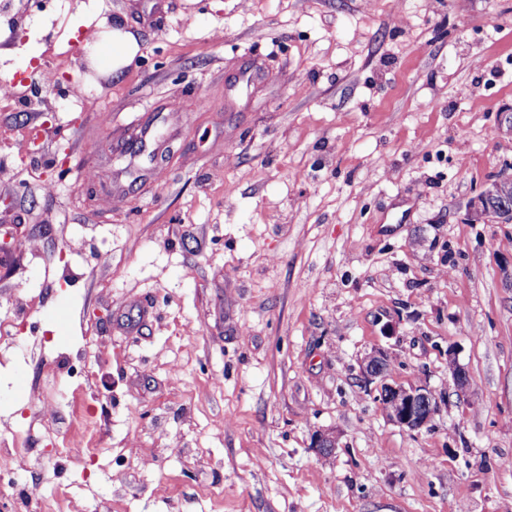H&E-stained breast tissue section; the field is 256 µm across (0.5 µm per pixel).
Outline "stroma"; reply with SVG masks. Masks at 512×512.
I'll list each match as a JSON object with an SVG mask.
<instances>
[{
  "instance_id": "stroma-1",
  "label": "stroma",
  "mask_w": 512,
  "mask_h": 512,
  "mask_svg": "<svg viewBox=\"0 0 512 512\" xmlns=\"http://www.w3.org/2000/svg\"><path fill=\"white\" fill-rule=\"evenodd\" d=\"M23 10L0 81L91 93L0 103L17 485L48 512H512V224L477 208L512 176V0ZM376 351L436 394L427 427L387 418Z\"/></svg>"
}]
</instances>
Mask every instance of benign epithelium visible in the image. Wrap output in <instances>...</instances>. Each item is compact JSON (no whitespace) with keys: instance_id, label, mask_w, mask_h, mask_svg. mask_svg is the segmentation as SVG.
<instances>
[{"instance_id":"7a95c632","label":"benign epithelium","mask_w":512,"mask_h":512,"mask_svg":"<svg viewBox=\"0 0 512 512\" xmlns=\"http://www.w3.org/2000/svg\"><path fill=\"white\" fill-rule=\"evenodd\" d=\"M479 208L481 214L501 221L512 218V193L501 195L493 209L488 210L483 204ZM385 369L386 356L382 354L370 356L365 361V378L370 382L379 381V399L389 419L410 431L426 427L438 410V398L423 386L405 387L387 382Z\"/></svg>"}]
</instances>
